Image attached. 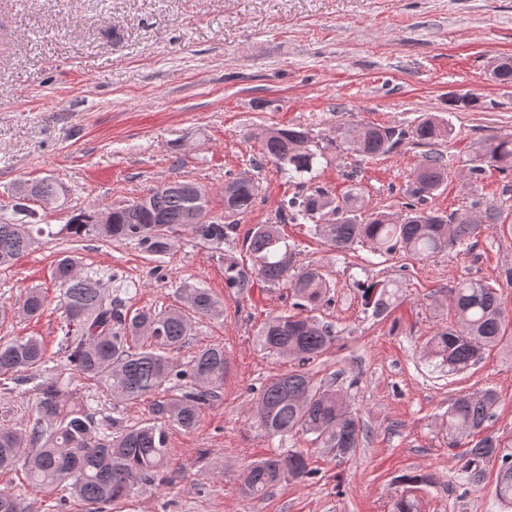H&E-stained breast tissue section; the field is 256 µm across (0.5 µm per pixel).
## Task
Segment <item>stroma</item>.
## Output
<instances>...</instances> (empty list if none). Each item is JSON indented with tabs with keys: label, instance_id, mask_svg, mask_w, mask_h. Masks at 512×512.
<instances>
[{
	"label": "stroma",
	"instance_id": "1",
	"mask_svg": "<svg viewBox=\"0 0 512 512\" xmlns=\"http://www.w3.org/2000/svg\"><path fill=\"white\" fill-rule=\"evenodd\" d=\"M507 56L512 0H0V209L18 181L51 177L65 187L64 199L33 209L37 223L56 228L73 211L119 206L170 180L203 185L220 213L225 181L247 172L260 191L240 220L243 235L294 192L261 154L266 129L296 123L331 139L361 122L406 129L426 113L453 129L440 146L448 183L428 206L450 212L476 200L512 202V173L486 171L478 194L459 178L477 142L512 133V84L488 71ZM468 93L481 108L449 109L450 96ZM424 153L409 140L364 161L331 153L314 181L339 195L357 187L367 211L395 215ZM502 220L468 251L423 261L366 247L340 253L309 225L285 224L296 263L323 266L334 283L331 303L316 315L338 336L307 369L316 383L334 379L346 388L362 425L359 447L342 463L312 435L271 438L250 420L254 390L295 366L253 342L266 318L291 311L292 292L258 282L237 296L223 260L190 231L161 258L131 242L36 240L0 268V310L18 307L30 288L44 290L46 309L34 320L0 322V339L43 337L51 370L97 407L102 426L132 425L149 419L150 399L113 406L68 368L53 279L61 252H76L84 273H109L128 286L123 299L133 310L184 305L185 282L222 304L223 316L196 321L176 354L186 362L203 347L223 346L229 372L218 400L194 429H170L167 483L135 490L111 512H391L403 495L416 498L420 512H502L495 466L480 482L463 483L444 414L459 392L493 388L498 404L486 430L512 437V337L455 375L421 358L454 319L448 290L458 280L487 281L512 308V286L501 280L512 267V209ZM380 280L396 282L400 298L376 316L364 310L358 286ZM286 448L305 452L314 478L282 481L259 499L245 495L248 465ZM417 474L432 475L434 486L410 483Z\"/></svg>",
	"mask_w": 512,
	"mask_h": 512
}]
</instances>
